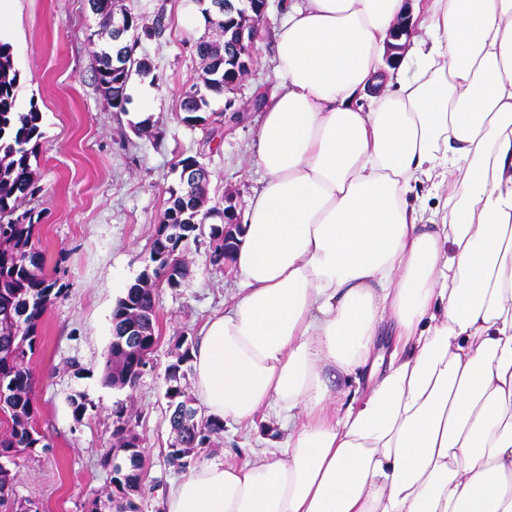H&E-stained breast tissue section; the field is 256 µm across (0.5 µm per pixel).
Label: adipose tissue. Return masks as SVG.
<instances>
[{"label":"adipose tissue","instance_id":"adipose-tissue-1","mask_svg":"<svg viewBox=\"0 0 512 512\" xmlns=\"http://www.w3.org/2000/svg\"><path fill=\"white\" fill-rule=\"evenodd\" d=\"M406 14L288 0L238 297L191 366L207 416L292 429L189 470L166 512H512V0H429L387 58ZM424 183L442 208L410 206ZM364 365L362 396L332 395ZM335 374L336 377L333 378L332 374ZM368 369H358L355 373L351 375H344L340 372L330 371L329 372V386L336 393H344L351 392L350 396L353 394L357 388L364 389L366 384L368 383Z\"/></svg>","mask_w":512,"mask_h":512}]
</instances>
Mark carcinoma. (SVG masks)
I'll return each mask as SVG.
<instances>
[{
	"label": "carcinoma",
	"instance_id": "cac0c4a2",
	"mask_svg": "<svg viewBox=\"0 0 512 512\" xmlns=\"http://www.w3.org/2000/svg\"><path fill=\"white\" fill-rule=\"evenodd\" d=\"M228 5L220 20L208 19V8H200L205 26L218 28L224 40L197 42L196 50L204 62L205 79L190 84L182 94V121L195 125L207 122L203 113L209 109L208 95L224 93V81L235 75L233 59L242 51L236 45L232 20L241 4L222 0ZM97 18L98 29L88 40L112 35V13L115 0H89ZM128 20L127 40L111 44L95 52L97 86L107 104L117 112L127 111L130 98L127 88L132 76H147L152 72L147 57H135L134 66L124 67V59L141 44V35L161 31V20H147L132 9L125 10ZM18 72L12 46L0 41V409L9 414L8 434L0 438V459L13 458L18 452L37 447L44 436L34 426L37 414L35 379L29 367L37 342L38 322L62 294L58 280L44 273L45 252L34 241L35 224L32 213H17L26 200L41 191L38 178L30 163L34 154L33 142L41 138L40 115L36 107L27 112L16 108ZM209 179L192 191L178 186L169 189L168 206L156 224L150 249V265L120 297L112 312V341L109 344L104 382L122 389L136 385L142 375L141 367L156 342V289L161 280L169 288L182 287L193 276L189 263L173 253L165 225H180L184 238L183 252L209 238V263L224 270V225L210 224L218 207H205ZM193 343L179 338L175 360L165 370L170 425L175 439L167 453L169 463L184 469L194 461L197 449L211 443L224 433V420L205 416L194 406L182 380L184 366L191 361ZM119 447L128 449L130 459L114 471L113 481L121 493L117 512H137L131 494L140 487L143 454L140 437L131 430L118 427L114 431ZM15 474L0 466V504L10 501Z\"/></svg>",
	"mask_w": 512,
	"mask_h": 512
}]
</instances>
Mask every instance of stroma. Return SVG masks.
Here are the masks:
<instances>
[{"label":"stroma","instance_id":"obj_1","mask_svg":"<svg viewBox=\"0 0 512 512\" xmlns=\"http://www.w3.org/2000/svg\"><path fill=\"white\" fill-rule=\"evenodd\" d=\"M281 2L268 0L248 73L234 89L211 97L210 110L220 119L208 128L185 124L180 109L185 87L203 74L195 44L205 28L196 0H122L147 18L162 16L164 24L160 35L142 42L155 76L132 77L123 112L108 106L95 81V47L87 35L97 20L88 0H14L0 24L12 36L18 108L34 106L41 115L31 164L43 191L24 207L34 213L46 274L64 286L38 324L31 360L35 426L48 445L19 453L10 465L16 498L34 502L39 512H90L93 503H106L112 485L103 456L115 445L112 407L118 401L144 446L133 500L139 512H165L166 496L182 476L167 462L174 435L165 369L178 337L198 340L206 320L232 303L238 275L213 270L208 245L187 253L194 276L181 288L158 289L159 339L141 379L122 390L102 383L112 311L149 262L179 159L192 155L205 164L210 204L229 193L241 214L261 188L262 172L248 164L261 116L254 100L281 81L274 62L285 17ZM145 118L153 133L137 135L133 125ZM79 396L92 403L80 420L71 405ZM287 436V422L271 413L253 425L230 421L197 461L241 462L273 452Z\"/></svg>","mask_w":512,"mask_h":512}]
</instances>
